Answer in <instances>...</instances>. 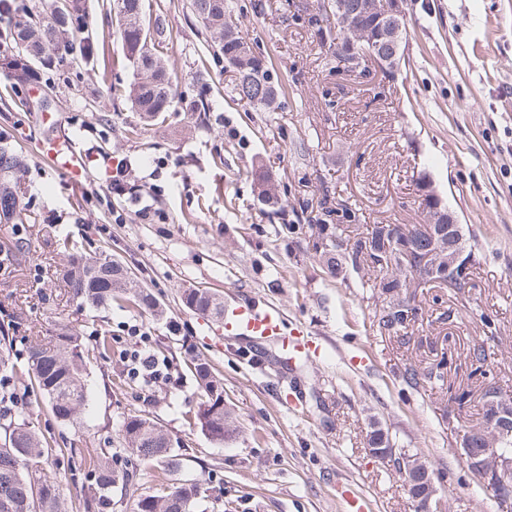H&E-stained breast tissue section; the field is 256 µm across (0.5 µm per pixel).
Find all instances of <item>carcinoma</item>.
<instances>
[{
	"instance_id": "1",
	"label": "carcinoma",
	"mask_w": 512,
	"mask_h": 512,
	"mask_svg": "<svg viewBox=\"0 0 512 512\" xmlns=\"http://www.w3.org/2000/svg\"><path fill=\"white\" fill-rule=\"evenodd\" d=\"M196 21L210 35L213 43L224 54V61L235 72L233 92L238 100L256 108L269 106L275 97V87L269 81L265 58L256 55L250 42L232 20L224 0H189ZM109 12L118 24L124 58L133 69L134 79L127 86H111L112 98L129 101L133 111L141 118L154 121L170 110L177 98H184L174 83L172 75L160 55L158 31L146 23L144 0H110ZM7 24L4 39L13 43L1 55H13L19 64L3 71L11 80L10 89L27 87L39 82L40 72L69 67L80 57L81 65L89 66L97 58L91 26L88 0H55L45 8L23 7L17 0H0V21ZM24 157L6 137L0 136V224H21V201L25 192L22 182ZM386 224L373 225L370 232L348 243L338 235L339 225H318V239L312 249L318 250L325 242L334 243L341 257L351 267L367 266L382 274L381 288L407 286L409 269L403 265L398 242L382 239ZM434 233L448 238V245H456L469 252L462 225L457 234H448V225L436 224ZM68 288L74 296L93 307L110 306L114 301H125L128 307L155 310L153 300L144 294L128 291L120 266L101 257L69 256L67 269L63 270ZM183 302L191 309L216 313L223 312L218 298L205 289H187ZM413 309L392 311L387 307L377 318L380 332H398L408 327ZM470 364L476 366L481 377L491 372L488 353L484 346L473 348ZM196 377L204 391V400L195 413L200 431L220 443L233 437L229 416L224 412V389L205 363L194 365ZM86 357L81 339L75 333L63 331L56 336L55 344L30 347L26 371L15 374V379L44 400L51 413L63 421H74L89 405V391L85 379ZM402 378L412 388L422 383L445 385V378L434 371V366L421 368L416 364L405 365ZM0 424L5 432L0 445V512H72L73 503L83 512H105L112 502V489L129 490L132 477L118 475L108 466L112 449L102 448L88 455L84 464L99 473L97 489L77 500L66 497L62 482L50 479H33L25 474L31 462L53 451L50 443L40 438L29 425H14L12 414H0ZM122 432L128 450L144 463L167 462L177 468L180 460L170 458L171 447L167 433L152 419L134 415L127 418ZM197 484L186 481L167 488L162 495H141L136 512H195L198 506ZM9 508H3V504Z\"/></svg>"
}]
</instances>
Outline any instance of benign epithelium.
Returning a JSON list of instances; mask_svg holds the SVG:
<instances>
[{
    "mask_svg": "<svg viewBox=\"0 0 512 512\" xmlns=\"http://www.w3.org/2000/svg\"><path fill=\"white\" fill-rule=\"evenodd\" d=\"M338 17L344 26L356 36L349 46L353 60L346 63L356 68L354 58L360 54L369 57L384 73H392L405 59L407 41V17L405 0H359L356 8L349 10L338 0ZM374 19V30H364L356 23L360 17ZM429 207L425 210V223L418 225L419 231L400 227L401 256L409 262L411 270L420 280L438 277L444 285L454 288L468 286L471 258L463 249L450 250L448 242L441 238H427L426 230L431 224H455L454 216L442 208V199L433 188L428 189ZM416 237L425 241L422 256L415 259L410 254L406 241ZM484 400L492 409L493 420L489 429L468 433L459 441L460 457L473 478L480 484L496 490L499 499L506 505L512 503V454L498 448V443L512 435V401L496 386L485 384ZM372 455L391 463L398 476L407 479L415 476L421 487L417 497L422 512H444L443 502L436 497L431 472L419 457L394 448H374Z\"/></svg>",
    "mask_w": 512,
    "mask_h": 512,
    "instance_id": "obj_1",
    "label": "benign epithelium"
}]
</instances>
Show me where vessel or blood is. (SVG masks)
Listing matches in <instances>:
<instances>
[{
    "instance_id": "b4317fda",
    "label": "vessel or blood",
    "mask_w": 512,
    "mask_h": 512,
    "mask_svg": "<svg viewBox=\"0 0 512 512\" xmlns=\"http://www.w3.org/2000/svg\"><path fill=\"white\" fill-rule=\"evenodd\" d=\"M39 150L51 167L67 173L70 177L81 176L86 169L83 156L67 140L55 138L43 141ZM224 329L257 341L280 340L284 352L280 364L285 368L291 366L294 355L316 356L321 352L320 345L315 344L303 329L286 330L285 318L280 309L274 306L259 309L246 302L236 305L230 312L225 313ZM336 492L346 504L347 512H369L367 499L351 484H338Z\"/></svg>"
}]
</instances>
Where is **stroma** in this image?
<instances>
[{
    "label": "stroma",
    "instance_id": "1",
    "mask_svg": "<svg viewBox=\"0 0 512 512\" xmlns=\"http://www.w3.org/2000/svg\"><path fill=\"white\" fill-rule=\"evenodd\" d=\"M163 24V58L186 96L208 64L203 112L174 102L163 119L142 121L126 102H110L109 83H130L118 28L97 16L91 67L45 73L40 85L0 101V132L22 147L27 168L21 240L0 224V378L26 369L31 341L76 332L84 348L113 337L112 359L87 361L89 408L77 421L56 419L41 399L18 395L11 414L60 447L36 463L38 476L96 477L68 448L112 445V467L133 474L137 494L112 491L110 512H136L137 495L187 480L201 494L223 488L217 512H343L338 479L372 512H418L393 466L370 453L372 431L419 455L449 512H502L458 456L456 442L481 424V381L469 351L485 345L499 385L512 390V0H406L405 60L385 76L350 72L336 58V33L321 30L320 0H227L232 18L279 85L274 111L231 94L232 72L208 51L189 0H149ZM105 111H96V104ZM138 127L129 136V127ZM71 139L87 173L68 181L43 160L47 138ZM263 164L276 204L257 195L249 174ZM124 168L153 222L129 196L112 192ZM427 178L465 233L478 242L473 288H420L418 319L407 331L379 334L384 304L364 270L330 273L310 248L323 204L349 211V239L375 224H420L419 180ZM296 233H286V225ZM88 256L125 265L133 288L157 312L74 299L56 246L62 235ZM207 288L225 306L279 307L288 327L304 325L320 357L279 366L280 347L225 334L223 321L189 309L183 290ZM150 330L155 352L176 384L154 389L127 377L118 338L125 325ZM449 345L455 362L445 386H408L406 363L430 366ZM206 362L224 386L236 432L219 443L191 416L203 391L190 370ZM470 393L464 408L456 392ZM143 415L176 441L181 468L139 462L125 449L124 420Z\"/></svg>",
    "mask_w": 512,
    "mask_h": 512
}]
</instances>
